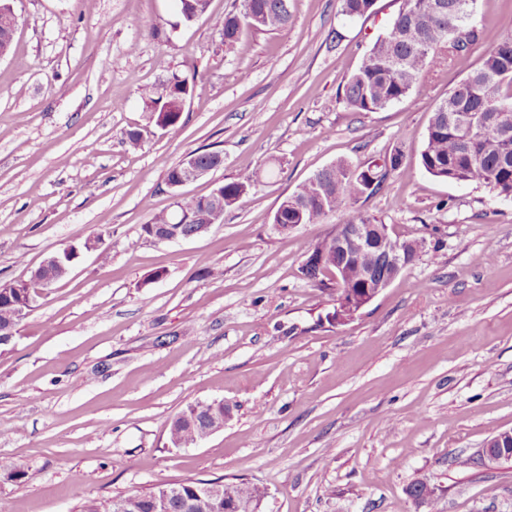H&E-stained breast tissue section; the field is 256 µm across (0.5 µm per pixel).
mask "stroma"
Returning <instances> with one entry per match:
<instances>
[{"mask_svg": "<svg viewBox=\"0 0 512 512\" xmlns=\"http://www.w3.org/2000/svg\"><path fill=\"white\" fill-rule=\"evenodd\" d=\"M8 2L0 285L100 232L109 257L83 253L0 349V512H79L185 478L265 488L262 512H512V460L481 453L512 429V199L420 163L431 112L503 38L512 0H476L482 41L377 112L338 95L401 0L357 19L293 0L287 28L230 48L212 18L236 0L190 22L171 0ZM191 66L179 125L155 126L144 91ZM204 148L224 164L183 194L245 170L255 187L202 236L144 237L173 203L167 166ZM398 149L356 208L422 249L332 324L333 275L301 267L346 212L285 233L274 213L323 167ZM211 400L231 411L223 429L173 447L171 420ZM416 480L434 491L421 507L405 493Z\"/></svg>", "mask_w": 512, "mask_h": 512, "instance_id": "stroma-1", "label": "stroma"}]
</instances>
